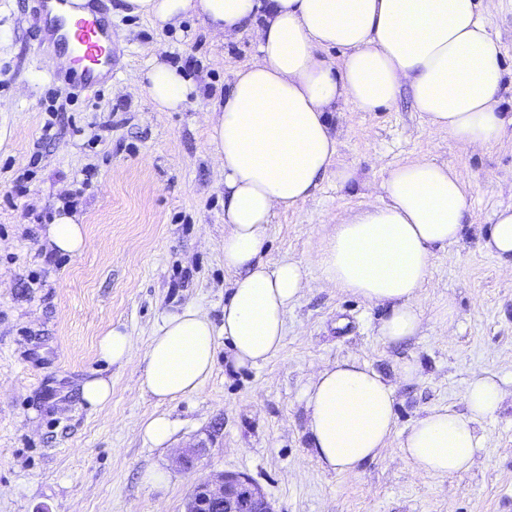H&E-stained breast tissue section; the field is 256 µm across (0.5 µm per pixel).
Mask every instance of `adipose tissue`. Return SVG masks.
Here are the masks:
<instances>
[{"instance_id":"1","label":"adipose tissue","mask_w":512,"mask_h":512,"mask_svg":"<svg viewBox=\"0 0 512 512\" xmlns=\"http://www.w3.org/2000/svg\"><path fill=\"white\" fill-rule=\"evenodd\" d=\"M131 13L179 29L197 17L211 37L235 36L262 17L254 59L206 115V150L224 173V267L236 272L221 322L193 306L164 313L146 351L141 385L158 402L197 393L211 375L217 338L239 366L280 351L285 317L307 287L294 261L261 253L270 224L310 198L337 167L329 115L342 102L375 112L410 91L427 122L471 149L498 142L512 113L501 111L498 49L479 0H123ZM340 57L328 56V49ZM153 111L175 112L197 95L178 66L152 59L140 82ZM381 203L337 221L314 259L330 287L388 310L377 328L386 343L422 329V290L436 249L459 241L472 186L456 169L420 158L389 169ZM55 251L79 255L86 229L69 211L46 231ZM465 412L437 408L398 431L396 386L356 359L322 365L304 392L307 430L320 465L341 474L374 459L393 436L423 477L470 471L484 437L480 421L512 399L494 374L473 373Z\"/></svg>"}]
</instances>
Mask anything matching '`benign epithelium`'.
Masks as SVG:
<instances>
[{
  "mask_svg": "<svg viewBox=\"0 0 512 512\" xmlns=\"http://www.w3.org/2000/svg\"><path fill=\"white\" fill-rule=\"evenodd\" d=\"M184 512H274V509L251 478L225 472L198 484L189 495Z\"/></svg>",
  "mask_w": 512,
  "mask_h": 512,
  "instance_id": "1",
  "label": "benign epithelium"
}]
</instances>
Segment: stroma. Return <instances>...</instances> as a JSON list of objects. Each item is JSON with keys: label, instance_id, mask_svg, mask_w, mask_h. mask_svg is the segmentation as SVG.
<instances>
[{"label": "stroma", "instance_id": "stroma-1", "mask_svg": "<svg viewBox=\"0 0 512 512\" xmlns=\"http://www.w3.org/2000/svg\"><path fill=\"white\" fill-rule=\"evenodd\" d=\"M110 0L119 69L98 90L52 79L29 0H0V512H184L194 486L219 472L246 474L275 512H512V405L482 421L484 446L456 476H418L392 438L355 473L323 469L305 429L303 395L323 364L347 357L396 384L397 429L426 411H464L472 373L512 382V274L484 246L494 213L512 205V136L464 148L416 112L409 92L378 112L341 104L336 164L317 191L270 226L264 260L303 265L307 288L289 308L281 350L235 366L227 340L201 390L160 403L141 386L145 353L162 314L186 306L220 320L235 272L224 267V175L205 148L206 108L256 53L254 25L219 41L200 21L180 30L119 12ZM500 47L501 109L512 112V0L487 16ZM181 64L203 89L178 112H155L137 83L152 56ZM64 119L41 139L48 104ZM448 165L473 190L460 240L437 250L422 296L423 330L387 345L384 309L328 287L313 264L333 223L382 199L393 166L418 158ZM88 179L80 196L77 180ZM86 226L81 255L45 238L65 202ZM455 308V322L445 313ZM125 326L126 366L97 356V341ZM414 363V378L398 371ZM93 376L112 381V400L94 410L81 397ZM158 413L177 427L152 446L140 424ZM202 452L191 468L176 459ZM160 472L163 483L144 476Z\"/></svg>", "mask_w": 512, "mask_h": 512}]
</instances>
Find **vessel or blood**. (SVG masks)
Instances as JSON below:
<instances>
[{
	"label": "vessel or blood",
	"mask_w": 512,
	"mask_h": 512,
	"mask_svg": "<svg viewBox=\"0 0 512 512\" xmlns=\"http://www.w3.org/2000/svg\"><path fill=\"white\" fill-rule=\"evenodd\" d=\"M41 22L42 45L54 49L65 45L75 53L64 81L82 89L111 79L116 62L112 22L107 0H88L86 12L71 16L66 12L72 0H31Z\"/></svg>",
	"instance_id": "b4317fda"
}]
</instances>
